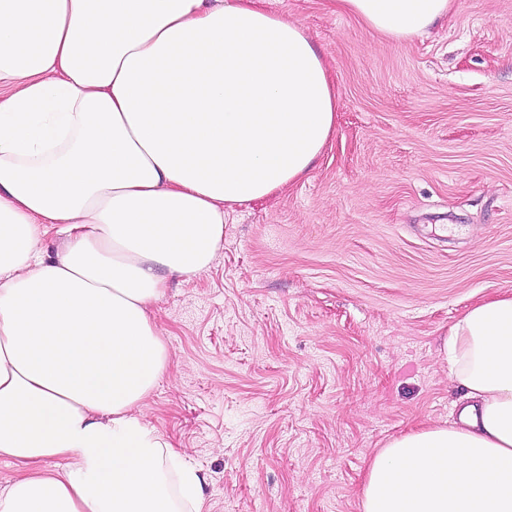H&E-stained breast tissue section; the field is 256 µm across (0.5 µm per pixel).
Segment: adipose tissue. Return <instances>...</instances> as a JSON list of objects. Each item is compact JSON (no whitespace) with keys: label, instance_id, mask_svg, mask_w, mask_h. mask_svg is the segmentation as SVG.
Returning a JSON list of instances; mask_svg holds the SVG:
<instances>
[{"label":"adipose tissue","instance_id":"adipose-tissue-1","mask_svg":"<svg viewBox=\"0 0 512 512\" xmlns=\"http://www.w3.org/2000/svg\"><path fill=\"white\" fill-rule=\"evenodd\" d=\"M452 3L336 0L394 41ZM336 112L310 37L253 0H0V457L26 470L0 512H203L132 414L169 361L148 309L208 268L226 208L307 175ZM444 351L466 404L378 450L362 512H512V294Z\"/></svg>","mask_w":512,"mask_h":512}]
</instances>
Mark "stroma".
I'll return each mask as SVG.
<instances>
[{
	"label": "stroma",
	"mask_w": 512,
	"mask_h": 512,
	"mask_svg": "<svg viewBox=\"0 0 512 512\" xmlns=\"http://www.w3.org/2000/svg\"><path fill=\"white\" fill-rule=\"evenodd\" d=\"M303 28L335 132L301 180L224 217L166 279L167 370L135 416L205 478V512H362L393 437L455 419L449 326L512 293V0H454L400 43L334 0H255Z\"/></svg>",
	"instance_id": "35a3bbf8"
}]
</instances>
